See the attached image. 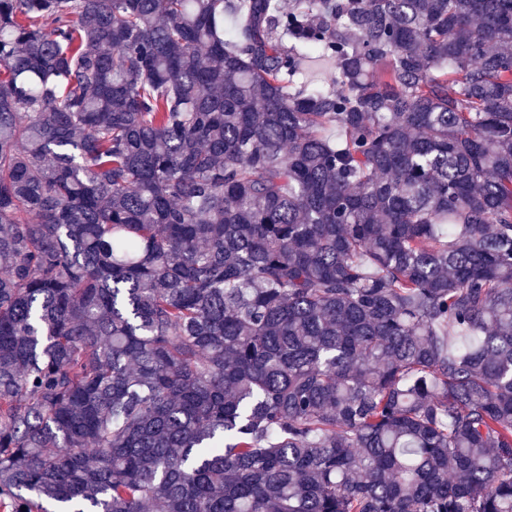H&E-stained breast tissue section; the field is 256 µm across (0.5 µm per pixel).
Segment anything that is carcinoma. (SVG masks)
I'll return each instance as SVG.
<instances>
[{
    "instance_id": "cac0c4a2",
    "label": "carcinoma",
    "mask_w": 512,
    "mask_h": 512,
    "mask_svg": "<svg viewBox=\"0 0 512 512\" xmlns=\"http://www.w3.org/2000/svg\"><path fill=\"white\" fill-rule=\"evenodd\" d=\"M0 508L512 512V0H0Z\"/></svg>"
}]
</instances>
